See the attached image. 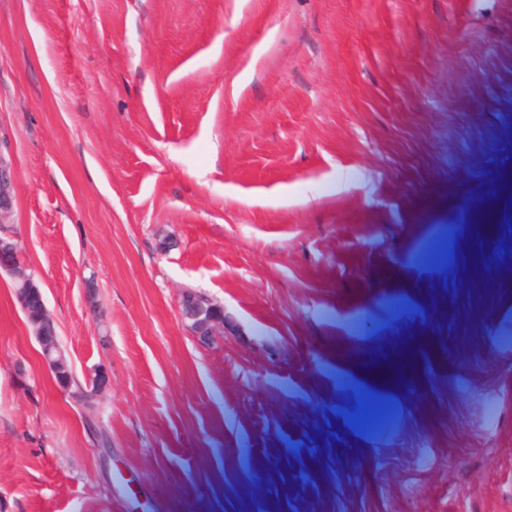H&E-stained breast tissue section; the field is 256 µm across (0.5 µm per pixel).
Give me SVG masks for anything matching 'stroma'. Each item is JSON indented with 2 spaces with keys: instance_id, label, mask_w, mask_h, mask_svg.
Listing matches in <instances>:
<instances>
[{
  "instance_id": "stroma-1",
  "label": "stroma",
  "mask_w": 512,
  "mask_h": 512,
  "mask_svg": "<svg viewBox=\"0 0 512 512\" xmlns=\"http://www.w3.org/2000/svg\"><path fill=\"white\" fill-rule=\"evenodd\" d=\"M0 143L106 379L59 390L0 271V512H512V218L478 285L432 262L512 155V0H0ZM188 292L195 296L186 295ZM179 306L180 317L193 336L210 339L224 331V308L212 299L186 290L180 295Z\"/></svg>"
}]
</instances>
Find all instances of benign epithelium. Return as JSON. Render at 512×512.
Listing matches in <instances>:
<instances>
[{
	"mask_svg": "<svg viewBox=\"0 0 512 512\" xmlns=\"http://www.w3.org/2000/svg\"><path fill=\"white\" fill-rule=\"evenodd\" d=\"M14 189L12 167L0 152V223H8L11 216L12 192ZM0 270L7 272L19 286L17 299L21 310L26 312L37 307L38 315L30 320L34 336L42 348V358L47 370L56 378L71 374L66 360L54 354L51 337L57 335L56 325L51 317L41 291L20 260L18 246L0 239ZM179 313L192 335L209 339L224 331V308L212 299L202 295L181 294Z\"/></svg>",
	"mask_w": 512,
	"mask_h": 512,
	"instance_id": "benign-epithelium-1",
	"label": "benign epithelium"
}]
</instances>
